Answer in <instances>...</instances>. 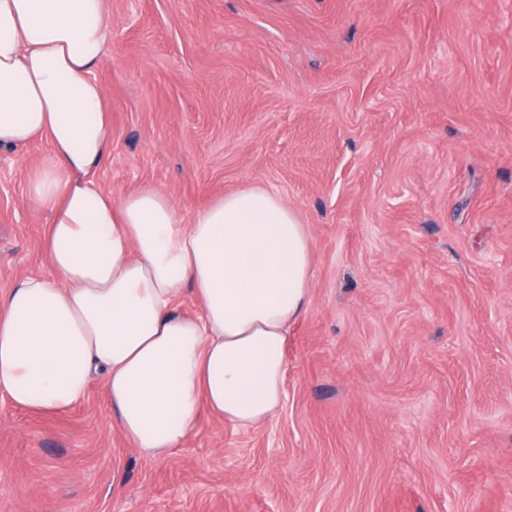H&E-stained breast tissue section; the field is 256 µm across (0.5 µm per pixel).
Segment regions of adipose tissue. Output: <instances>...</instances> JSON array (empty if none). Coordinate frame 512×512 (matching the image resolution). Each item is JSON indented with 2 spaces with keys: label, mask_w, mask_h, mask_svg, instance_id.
Returning <instances> with one entry per match:
<instances>
[{
  "label": "adipose tissue",
  "mask_w": 512,
  "mask_h": 512,
  "mask_svg": "<svg viewBox=\"0 0 512 512\" xmlns=\"http://www.w3.org/2000/svg\"><path fill=\"white\" fill-rule=\"evenodd\" d=\"M107 38L106 0H0V149L51 146L26 179L48 215L50 273L0 296V394L63 414L100 380L126 438L158 456L200 410L250 428L275 416L313 284L310 235L260 185L187 224L160 191H104L109 108L92 72ZM187 294L197 313L181 311Z\"/></svg>",
  "instance_id": "obj_1"
}]
</instances>
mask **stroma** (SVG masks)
<instances>
[{
  "label": "stroma",
  "instance_id": "obj_1",
  "mask_svg": "<svg viewBox=\"0 0 512 512\" xmlns=\"http://www.w3.org/2000/svg\"><path fill=\"white\" fill-rule=\"evenodd\" d=\"M96 174L183 223L264 185L313 285L278 414L123 435L100 383L61 416L0 395V512H512V0H108ZM0 150V295L48 274Z\"/></svg>",
  "mask_w": 512,
  "mask_h": 512
}]
</instances>
